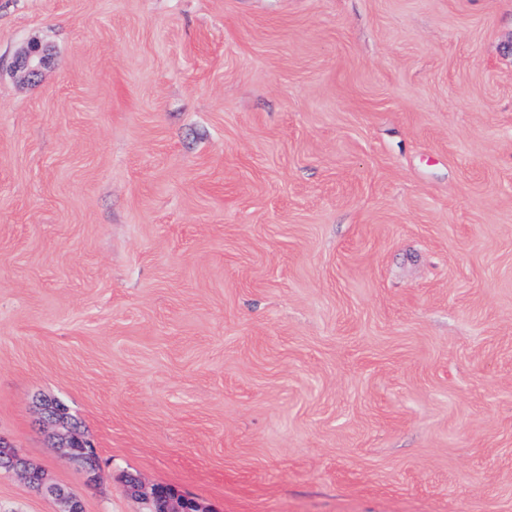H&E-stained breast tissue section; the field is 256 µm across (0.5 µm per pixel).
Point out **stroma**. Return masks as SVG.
Wrapping results in <instances>:
<instances>
[{
  "mask_svg": "<svg viewBox=\"0 0 512 512\" xmlns=\"http://www.w3.org/2000/svg\"><path fill=\"white\" fill-rule=\"evenodd\" d=\"M0 436L83 512H512V0H0Z\"/></svg>",
  "mask_w": 512,
  "mask_h": 512,
  "instance_id": "35a3bbf8",
  "label": "stroma"
}]
</instances>
